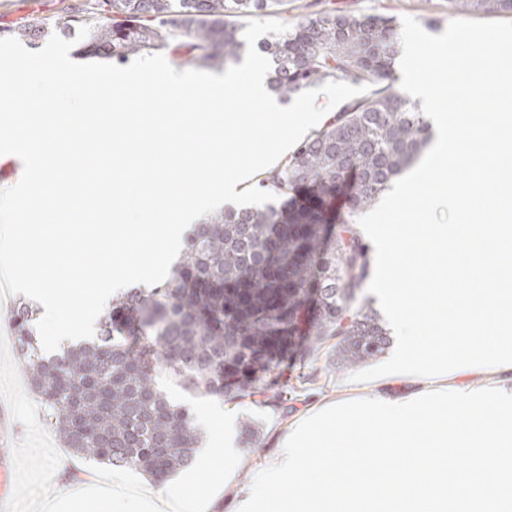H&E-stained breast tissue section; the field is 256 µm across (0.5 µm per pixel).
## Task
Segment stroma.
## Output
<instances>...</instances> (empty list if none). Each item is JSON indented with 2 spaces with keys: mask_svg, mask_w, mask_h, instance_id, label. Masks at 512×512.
Listing matches in <instances>:
<instances>
[{
  "mask_svg": "<svg viewBox=\"0 0 512 512\" xmlns=\"http://www.w3.org/2000/svg\"><path fill=\"white\" fill-rule=\"evenodd\" d=\"M336 8L355 15L414 17L431 34L443 33L454 19L448 9V0H336ZM61 0H0V21L20 23L30 16L43 18L49 29L55 30L63 22ZM349 368L337 365L327 353H319L304 366L283 370L280 385L288 389L284 402H275L271 395H258L244 404H228V411L237 415V424L251 422L260 430L256 444L246 443L242 433H235L234 446L241 460L229 482L222 486L207 512H234L238 497L250 491L258 471L274 463L280 444L288 430L315 408L340 400L352 391H381L406 394L419 386L415 376H384L372 381H349Z\"/></svg>",
  "mask_w": 512,
  "mask_h": 512,
  "instance_id": "35a3bbf8",
  "label": "stroma"
}]
</instances>
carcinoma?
<instances>
[{
	"label": "carcinoma",
	"mask_w": 512,
	"mask_h": 512,
	"mask_svg": "<svg viewBox=\"0 0 512 512\" xmlns=\"http://www.w3.org/2000/svg\"><path fill=\"white\" fill-rule=\"evenodd\" d=\"M288 0H82L62 34L90 28L82 51L123 61L170 53L181 65L230 67L246 49L243 17L281 13ZM457 13L512 14V0H448ZM37 39L43 19L0 25ZM269 85L284 101L325 81L370 85L345 103L262 181L281 203L227 209L194 225L165 283L129 288L99 320L96 340L43 354L33 309L6 316L32 392L74 455L134 469L164 485L193 463L201 432L190 409L160 389L169 376L189 395L241 402L266 376L333 342L336 363L376 359L386 330L366 304L370 247L353 228L391 180L427 148V116L394 88L393 21L331 8L258 43Z\"/></svg>",
	"instance_id": "cac0c4a2"
}]
</instances>
